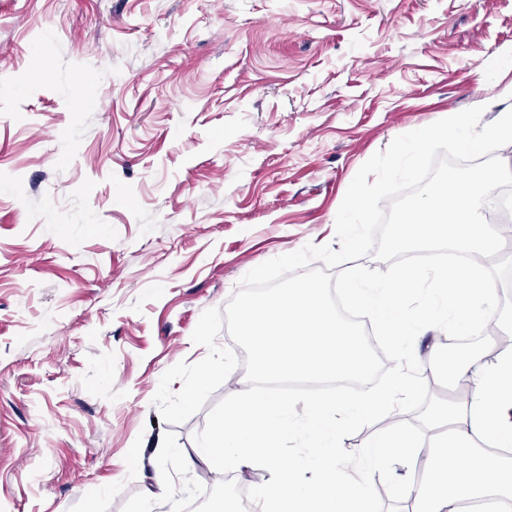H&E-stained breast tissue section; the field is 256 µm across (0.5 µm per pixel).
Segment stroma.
<instances>
[{
	"label": "stroma",
	"instance_id": "stroma-1",
	"mask_svg": "<svg viewBox=\"0 0 512 512\" xmlns=\"http://www.w3.org/2000/svg\"><path fill=\"white\" fill-rule=\"evenodd\" d=\"M512 86V0H0V512L156 498L164 372L359 168Z\"/></svg>",
	"mask_w": 512,
	"mask_h": 512
}]
</instances>
